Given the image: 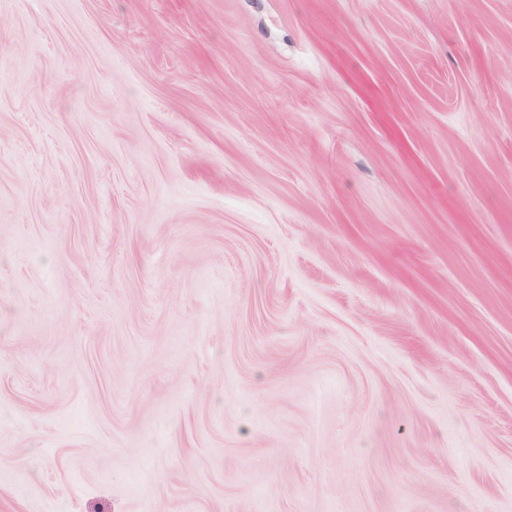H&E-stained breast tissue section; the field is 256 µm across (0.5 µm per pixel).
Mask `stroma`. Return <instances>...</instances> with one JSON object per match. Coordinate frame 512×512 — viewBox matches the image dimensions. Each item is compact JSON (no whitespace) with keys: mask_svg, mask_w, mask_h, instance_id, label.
<instances>
[{"mask_svg":"<svg viewBox=\"0 0 512 512\" xmlns=\"http://www.w3.org/2000/svg\"><path fill=\"white\" fill-rule=\"evenodd\" d=\"M0 512H512V0H0Z\"/></svg>","mask_w":512,"mask_h":512,"instance_id":"1","label":"stroma"}]
</instances>
